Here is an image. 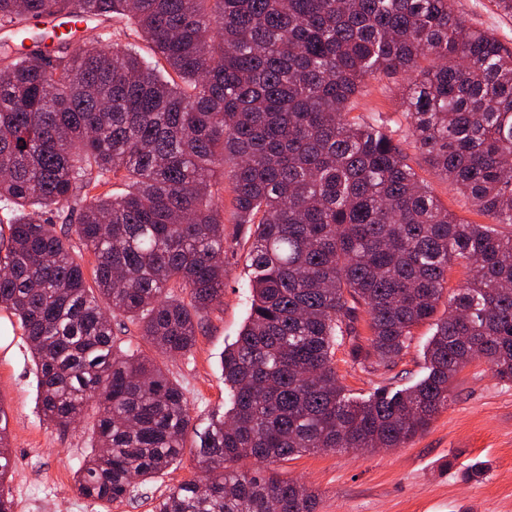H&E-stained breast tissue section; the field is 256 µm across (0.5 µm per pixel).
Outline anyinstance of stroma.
<instances>
[{
  "label": "stroma",
  "mask_w": 512,
  "mask_h": 512,
  "mask_svg": "<svg viewBox=\"0 0 512 512\" xmlns=\"http://www.w3.org/2000/svg\"><path fill=\"white\" fill-rule=\"evenodd\" d=\"M454 6L468 27L491 32L512 47V16L499 13L491 0H455ZM401 85L398 77L368 82L353 102L352 117L382 119L441 205L461 221L485 223V216L448 180L435 176L414 147L400 107ZM224 236L222 306L203 320L191 353L157 357L169 377L183 386L195 433L207 427L212 414L230 406L221 357L241 334L252 305L249 231L229 205L224 208ZM434 332L433 322L418 325L398 358L379 363L371 354L369 315L358 309L353 334L344 337L332 357L346 395L361 400L377 388L399 389L424 378V352ZM0 404L8 416L14 462L9 483L14 512H154L171 488L204 478L194 433L173 466L136 483L130 496L112 503L78 496L74 480L91 451L95 410L87 408L79 422L64 428L43 422L29 344L16 317L5 311H0ZM478 461L486 467L484 476L467 479L470 465ZM276 469L316 493V512H512V383L496 378L484 360L473 361L455 377L448 407L403 447L307 453L278 462Z\"/></svg>",
  "instance_id": "1"
}]
</instances>
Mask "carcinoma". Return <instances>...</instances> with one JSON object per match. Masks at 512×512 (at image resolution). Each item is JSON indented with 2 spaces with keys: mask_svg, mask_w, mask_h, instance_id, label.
Here are the masks:
<instances>
[{
  "mask_svg": "<svg viewBox=\"0 0 512 512\" xmlns=\"http://www.w3.org/2000/svg\"><path fill=\"white\" fill-rule=\"evenodd\" d=\"M74 13L125 19L163 63L109 37L74 48L71 31L26 43L30 20ZM0 29L16 34L0 43V310L30 344L47 423L96 405L81 497L121 499L183 453L184 390L122 351L112 319L165 357L193 349L224 294L227 163L255 269L222 359L232 407L201 436L205 483L155 512H316L314 491L228 463L400 448L477 358L512 383V235L494 228L512 224V49L453 0H0ZM397 74L416 147L490 223L458 220L382 123L350 116L366 82ZM112 178L129 190L93 193ZM73 234L96 257L91 286ZM454 262L472 274L446 300ZM444 300L420 382L343 393L332 356L356 306L389 363ZM7 429L0 405V512Z\"/></svg>",
  "mask_w": 512,
  "mask_h": 512,
  "instance_id": "carcinoma-1",
  "label": "carcinoma"
}]
</instances>
